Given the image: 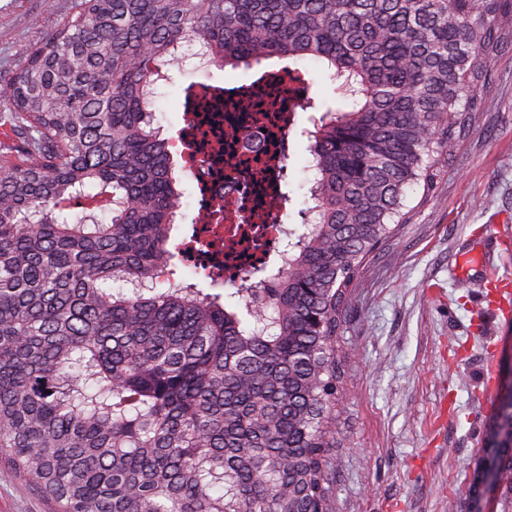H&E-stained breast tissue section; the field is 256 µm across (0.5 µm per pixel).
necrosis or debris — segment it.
I'll list each match as a JSON object with an SVG mask.
<instances>
[{
    "label": "necrosis or debris",
    "mask_w": 512,
    "mask_h": 512,
    "mask_svg": "<svg viewBox=\"0 0 512 512\" xmlns=\"http://www.w3.org/2000/svg\"><path fill=\"white\" fill-rule=\"evenodd\" d=\"M309 86L278 70L227 87L194 88L185 121L170 144L175 161L196 183L199 203L186 260L226 277L249 278L251 258L282 259L286 196L281 166L289 134Z\"/></svg>",
    "instance_id": "obj_1"
}]
</instances>
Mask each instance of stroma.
I'll list each match as a JSON object with an SVG mask.
<instances>
[{
	"instance_id": "35a3bbf8",
	"label": "stroma",
	"mask_w": 512,
	"mask_h": 512,
	"mask_svg": "<svg viewBox=\"0 0 512 512\" xmlns=\"http://www.w3.org/2000/svg\"><path fill=\"white\" fill-rule=\"evenodd\" d=\"M75 0H0V83ZM172 69L152 107L173 135L184 90ZM490 102L406 221L358 270L336 338L343 379L331 473L335 512H467L495 404L512 385V317L487 307L485 269L512 275V52L489 66ZM308 142L290 135L286 224L308 206ZM0 512H51L32 481L0 474Z\"/></svg>"
}]
</instances>
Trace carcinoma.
<instances>
[{
    "mask_svg": "<svg viewBox=\"0 0 512 512\" xmlns=\"http://www.w3.org/2000/svg\"><path fill=\"white\" fill-rule=\"evenodd\" d=\"M507 48L512 0H76L0 86L31 141L0 170V470L54 512H334L351 285ZM186 49L336 83L305 130L312 206L260 288L175 278L181 176L151 107ZM488 481L512 492L506 442L471 489Z\"/></svg>",
    "mask_w": 512,
    "mask_h": 512,
    "instance_id": "cac0c4a2",
    "label": "carcinoma"
}]
</instances>
